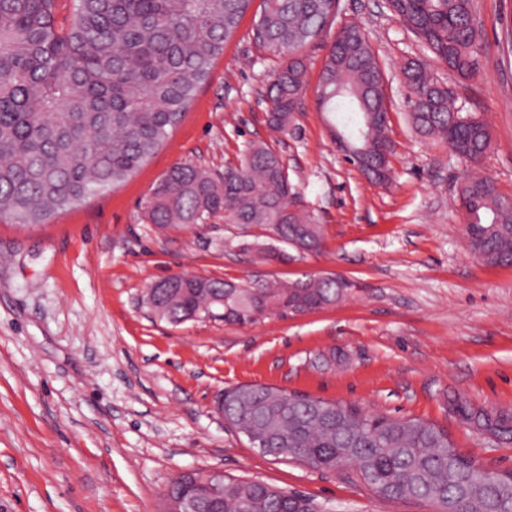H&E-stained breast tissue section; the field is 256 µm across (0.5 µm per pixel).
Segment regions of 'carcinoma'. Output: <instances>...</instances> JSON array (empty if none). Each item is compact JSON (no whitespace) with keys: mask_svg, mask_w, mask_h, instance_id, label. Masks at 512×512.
Segmentation results:
<instances>
[{"mask_svg":"<svg viewBox=\"0 0 512 512\" xmlns=\"http://www.w3.org/2000/svg\"><path fill=\"white\" fill-rule=\"evenodd\" d=\"M252 0H0V215L43 224L53 214L131 177L183 120L214 61ZM389 10L458 79L477 68L474 0H389ZM67 13L58 22L60 13ZM336 0H261L258 47L282 58L268 85L270 127L286 132L305 85L301 50L323 36ZM410 122L464 160L491 147V127L457 105L453 89L418 61L401 69ZM382 67L364 30L347 26L324 59L317 105L351 151L347 160L378 182L392 153ZM470 252L512 266V203L495 182L473 176L458 192ZM161 227L224 223L257 228L276 245L245 241L263 261L286 263L288 249L318 252L324 229L300 200L288 165L265 141L248 144L216 178L193 163L171 167L141 203ZM353 284L341 276L290 282H232L172 275L153 283L146 306L179 325L202 318L253 324L333 305ZM450 409L479 431L512 436V415L474 409L460 397ZM224 420L239 435L260 431L267 456L345 471L382 501L423 500L438 512H512V472L482 481V467L429 422L368 412L261 384L224 391ZM199 490L195 478L171 485L175 497ZM223 512H327L314 499L253 479L224 478Z\"/></svg>","mask_w":512,"mask_h":512,"instance_id":"cac0c4a2","label":"carcinoma"}]
</instances>
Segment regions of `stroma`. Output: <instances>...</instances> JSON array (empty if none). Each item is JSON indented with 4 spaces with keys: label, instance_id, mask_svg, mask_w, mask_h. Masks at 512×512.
<instances>
[{
    "label": "stroma",
    "instance_id": "stroma-1",
    "mask_svg": "<svg viewBox=\"0 0 512 512\" xmlns=\"http://www.w3.org/2000/svg\"><path fill=\"white\" fill-rule=\"evenodd\" d=\"M479 70L453 84L465 111L492 128L480 171L512 202V0H475ZM385 68L392 143L387 185L344 160L316 105L334 31L302 51V104L288 134L267 122L266 88L280 65L259 51L252 15L200 86L167 142L125 183L46 223L0 216V512H158L180 473L219 469L267 482L331 512H436L383 504L344 473L260 455L215 411L225 389L276 386L446 429L457 449L493 472L512 471V439L480 432L448 408L512 412V266L469 252L457 193L469 164L415 133L400 69L420 61L448 83L385 0H341ZM264 140L289 167L324 226L319 252L265 262L245 232L216 215L162 228L139 204L173 165L213 175ZM175 274L293 281L335 274L357 287L333 306L258 324L220 319L174 326L141 304Z\"/></svg>",
    "mask_w": 512,
    "mask_h": 512
}]
</instances>
